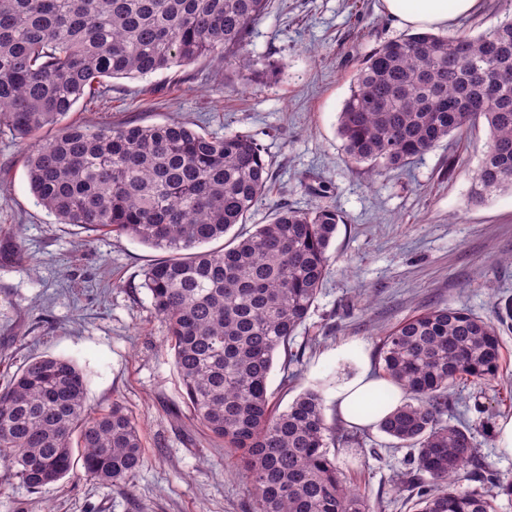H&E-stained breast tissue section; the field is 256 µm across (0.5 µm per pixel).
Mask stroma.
Returning <instances> with one entry per match:
<instances>
[{
    "mask_svg": "<svg viewBox=\"0 0 512 512\" xmlns=\"http://www.w3.org/2000/svg\"><path fill=\"white\" fill-rule=\"evenodd\" d=\"M512 15V0H478L449 22L444 37L490 29ZM405 29L382 0H272L246 50L281 65L273 79L244 82L237 68L199 60L148 78L110 82L103 103L78 102L67 120L86 126L171 120L213 135L245 132L265 147L273 180L248 223H270L278 207L342 215L326 282L292 347L277 353L269 379L273 404L286 408L309 388L330 391L357 370L336 348L363 344L380 371L385 331L429 307L465 308L491 320L494 302L512 297V193L476 200L477 169L488 149L479 123L459 142H440L404 169L375 175L351 164L338 115L362 59ZM46 128L25 138L0 127V385L41 355L73 359L87 375L92 413L122 402L137 419L144 465L122 485L75 472L31 490L0 466V512H252L234 460L193 419L164 322L143 286L163 256L124 235H92L58 223L30 191L26 160ZM502 380L458 387L450 423H467L482 472L512 480V456L482 428L512 417V327L501 326ZM358 444L336 462L382 512H408L396 490L410 451L395 449L378 427H361Z\"/></svg>",
    "mask_w": 512,
    "mask_h": 512,
    "instance_id": "stroma-1",
    "label": "stroma"
}]
</instances>
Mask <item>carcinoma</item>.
Returning a JSON list of instances; mask_svg holds the SVG:
<instances>
[{
	"instance_id": "1",
	"label": "carcinoma",
	"mask_w": 512,
	"mask_h": 512,
	"mask_svg": "<svg viewBox=\"0 0 512 512\" xmlns=\"http://www.w3.org/2000/svg\"><path fill=\"white\" fill-rule=\"evenodd\" d=\"M271 0H0V126L25 137L57 126L27 159L37 203L87 233L129 236L167 256L143 287L165 323L186 403L237 465L255 512H375L348 485L332 449L358 442L328 421L321 389L271 407L275 354L290 343L328 275L340 215L331 207H280L269 224L221 249L202 246L244 224L273 173L252 135L214 136L169 121L61 126L74 105L93 104L108 78H144L201 58L236 65L246 78L280 67L244 55ZM489 132L476 195L512 193V19L476 36L416 30L363 60L338 117L349 160L397 171L478 118ZM497 323L461 308H431L387 331L378 347L388 387L370 403L403 399L378 428L412 453L399 478L412 512H497L512 481L479 469L471 428L449 424V395L466 380L499 379ZM87 380L70 358L29 359L0 388V465L37 490L83 470L122 484L144 465L142 439L120 402L91 415Z\"/></svg>"
}]
</instances>
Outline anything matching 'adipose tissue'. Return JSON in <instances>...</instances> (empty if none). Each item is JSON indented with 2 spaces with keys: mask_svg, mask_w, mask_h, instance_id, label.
I'll return each instance as SVG.
<instances>
[{
  "mask_svg": "<svg viewBox=\"0 0 512 512\" xmlns=\"http://www.w3.org/2000/svg\"><path fill=\"white\" fill-rule=\"evenodd\" d=\"M477 0H382L383 8L399 25L413 30H434L447 26L454 18L469 13ZM384 380L361 366L351 379L337 383L330 395L339 415L356 426L378 423L381 413H356L355 408L371 402L384 387Z\"/></svg>",
  "mask_w": 512,
  "mask_h": 512,
  "instance_id": "obj_1",
  "label": "adipose tissue"
}]
</instances>
